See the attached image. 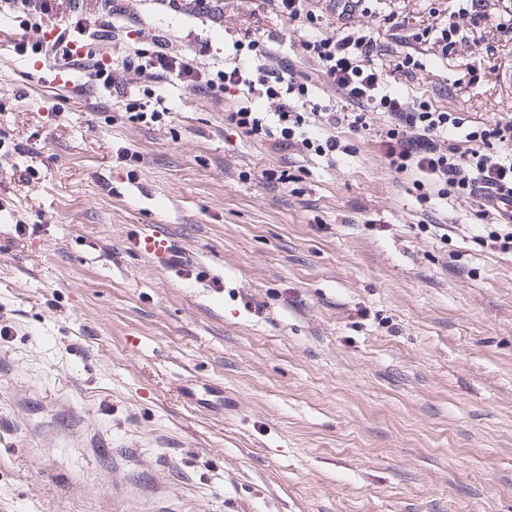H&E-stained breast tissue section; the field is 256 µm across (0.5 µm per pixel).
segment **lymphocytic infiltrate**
Instances as JSON below:
<instances>
[{
    "mask_svg": "<svg viewBox=\"0 0 512 512\" xmlns=\"http://www.w3.org/2000/svg\"><path fill=\"white\" fill-rule=\"evenodd\" d=\"M262 9L296 24L319 78L335 85L341 106L321 105L309 97L308 81L273 45L254 39L233 42L224 67L201 62L199 55L174 57L166 52V36L156 34L148 47L129 49L119 33L126 14L123 0H109L111 24L105 31L123 68L139 73L146 84L164 80L188 84L198 94L223 102L240 92L246 106L228 113L227 121L253 140L288 149L297 145L318 156L351 152V144L325 135L328 127L367 129L372 113L384 112L389 124L378 144L395 173H414L420 201L437 197L470 199L480 190L512 189V121H470L462 113L434 109L429 101L410 104L384 90L373 61L382 48L375 35L349 26L369 0H258Z\"/></svg>",
    "mask_w": 512,
    "mask_h": 512,
    "instance_id": "f902f5d3",
    "label": "lymphocytic infiltrate"
}]
</instances>
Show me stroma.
<instances>
[{"label": "stroma", "instance_id": "stroma-1", "mask_svg": "<svg viewBox=\"0 0 512 512\" xmlns=\"http://www.w3.org/2000/svg\"><path fill=\"white\" fill-rule=\"evenodd\" d=\"M127 43L168 52L278 39L255 0L219 22L126 0ZM112 65L100 0L55 16ZM383 45L449 22L405 100L512 120V32L451 0L354 15ZM42 35L0 13V512H512V254L473 239V200L419 203L380 150L383 114L335 161L287 153L183 83H51ZM162 95L154 126L130 99ZM288 164L294 188L263 172ZM167 238L186 266L134 245ZM224 390L223 408L183 397ZM458 28L453 24L445 23L440 27L433 28H424L420 29L418 32L412 33L408 36L411 38L413 42L416 44H425L430 43L431 40H436L442 45V51H448V46L452 45L456 41L453 40L459 35Z\"/></svg>", "mask_w": 512, "mask_h": 512}]
</instances>
